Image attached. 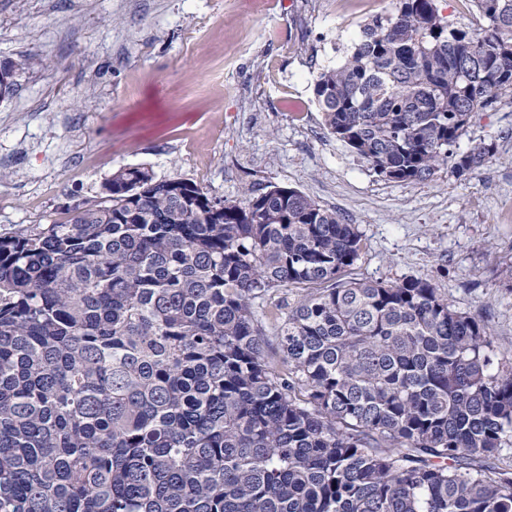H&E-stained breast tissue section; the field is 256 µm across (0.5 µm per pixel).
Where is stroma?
I'll list each match as a JSON object with an SVG mask.
<instances>
[{
  "label": "stroma",
  "mask_w": 512,
  "mask_h": 512,
  "mask_svg": "<svg viewBox=\"0 0 512 512\" xmlns=\"http://www.w3.org/2000/svg\"><path fill=\"white\" fill-rule=\"evenodd\" d=\"M395 0H0V232L63 220L113 172L145 167L210 196L289 186L363 235L357 279L435 280L512 349V101L475 113L460 149L495 154L405 184L378 177L322 126L312 94Z\"/></svg>",
  "instance_id": "35a3bbf8"
}]
</instances>
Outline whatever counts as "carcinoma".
<instances>
[{
    "label": "carcinoma",
    "instance_id": "cac0c4a2",
    "mask_svg": "<svg viewBox=\"0 0 512 512\" xmlns=\"http://www.w3.org/2000/svg\"><path fill=\"white\" fill-rule=\"evenodd\" d=\"M436 2L396 0L313 79L388 180L473 173L472 114L512 101V0H472L481 35ZM362 250L296 188L145 167L0 233V512H512V356L430 278L346 277Z\"/></svg>",
    "mask_w": 512,
    "mask_h": 512
}]
</instances>
